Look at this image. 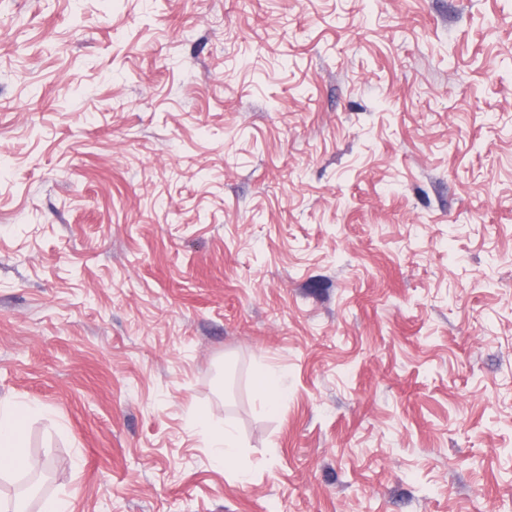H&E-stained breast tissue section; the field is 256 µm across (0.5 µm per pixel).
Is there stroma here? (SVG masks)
Instances as JSON below:
<instances>
[{
  "label": "stroma",
  "instance_id": "obj_1",
  "mask_svg": "<svg viewBox=\"0 0 512 512\" xmlns=\"http://www.w3.org/2000/svg\"><path fill=\"white\" fill-rule=\"evenodd\" d=\"M0 157L1 492L512 512V0H0ZM30 408L17 402H0V472L21 473L37 464L24 452L25 424ZM211 448H213L214 460L223 465L232 460L233 448L230 433L223 427H212L209 422L206 424Z\"/></svg>",
  "mask_w": 512,
  "mask_h": 512
}]
</instances>
